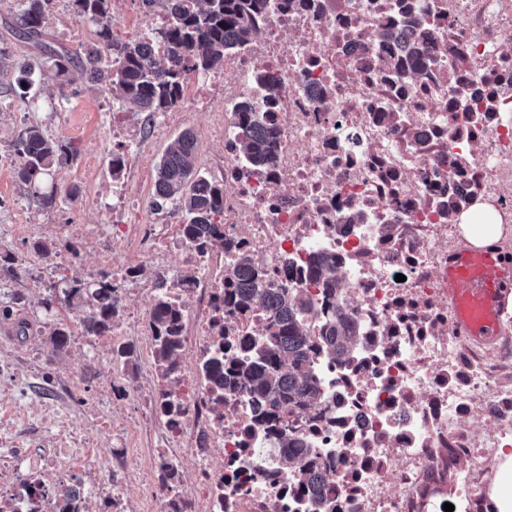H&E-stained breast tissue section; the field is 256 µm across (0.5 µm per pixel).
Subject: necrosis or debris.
I'll return each instance as SVG.
<instances>
[{
  "label": "necrosis or debris",
  "mask_w": 512,
  "mask_h": 512,
  "mask_svg": "<svg viewBox=\"0 0 512 512\" xmlns=\"http://www.w3.org/2000/svg\"><path fill=\"white\" fill-rule=\"evenodd\" d=\"M397 0H269L257 35L194 74L182 98L224 145V246L189 249L175 208L145 209L141 175L112 197V237L70 229L108 267L124 324L112 343L120 365L130 337L151 339L139 299L185 303L182 358L156 366L140 387L127 376L112 397L136 402L137 423L162 421L151 479L131 484L135 450L117 429L112 463L94 488L108 512H311L283 473L276 436L254 428L238 390L215 410L201 366L238 337L263 331L258 309H231L227 260L249 255L266 283L305 304L304 334L316 401L292 434L313 449L317 497L332 512H476L512 447V305L494 310L499 333L468 336L444 277L451 253L471 249L458 219L478 205L501 231L482 249L512 265V0H411L428 23L422 79L385 67L383 39L399 28ZM273 74L272 83L262 75ZM249 100L278 132L270 166L236 150L229 104ZM133 254L118 262L119 253ZM351 329L336 353L329 327ZM173 401L176 412L162 417ZM70 448H13L0 459V512H60L84 492L64 467ZM177 458L195 462L190 485L166 479Z\"/></svg>",
  "instance_id": "obj_1"
}]
</instances>
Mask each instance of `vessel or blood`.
<instances>
[{"label": "vessel or blood", "instance_id": "vessel-or-blood-1", "mask_svg": "<svg viewBox=\"0 0 512 512\" xmlns=\"http://www.w3.org/2000/svg\"><path fill=\"white\" fill-rule=\"evenodd\" d=\"M512 284V267L496 257H475L462 252L448 263V296L456 303L472 308L476 317L467 323L471 336L490 339L498 334V325L490 312L503 287Z\"/></svg>", "mask_w": 512, "mask_h": 512}]
</instances>
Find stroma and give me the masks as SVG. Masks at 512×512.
Wrapping results in <instances>:
<instances>
[{
  "mask_svg": "<svg viewBox=\"0 0 512 512\" xmlns=\"http://www.w3.org/2000/svg\"><path fill=\"white\" fill-rule=\"evenodd\" d=\"M97 30L90 20L76 18L71 0H54L50 32L57 41L79 51L96 41ZM0 46L9 57L0 64V255L14 259L0 265V308L10 310L9 317H0V449L77 448L86 442L108 461L113 428L133 421L137 408L103 399L114 375L112 347L82 334L84 308L52 301L51 288L84 278L95 262L94 254L83 253L62 264L70 225H87L96 234L112 230V192L120 185L109 168L112 124L128 109L85 78L75 89L61 88L54 67L1 24ZM21 61L39 64V93L26 101L13 93ZM201 123V115L192 113L174 123L168 137L143 130L141 147L129 158L130 171L155 166L171 138L200 129ZM31 125L79 149L76 159L44 181L42 192L54 195L49 206L15 175L13 143ZM37 241L51 242V252L33 251ZM61 324L72 336L68 347L56 352L51 332Z\"/></svg>",
  "mask_w": 512,
  "mask_h": 512,
  "instance_id": "stroma-1",
  "label": "stroma"
}]
</instances>
